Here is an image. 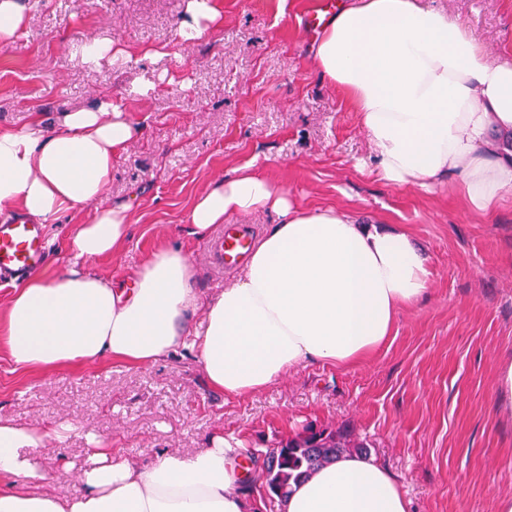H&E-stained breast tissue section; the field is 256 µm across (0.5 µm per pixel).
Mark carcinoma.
<instances>
[{"label":"carcinoma","instance_id":"carcinoma-1","mask_svg":"<svg viewBox=\"0 0 512 512\" xmlns=\"http://www.w3.org/2000/svg\"><path fill=\"white\" fill-rule=\"evenodd\" d=\"M365 448V443L351 439L343 431L308 428L267 449L265 484L269 493L281 500L287 497L292 484L310 470L330 464L343 454L361 453Z\"/></svg>","mask_w":512,"mask_h":512}]
</instances>
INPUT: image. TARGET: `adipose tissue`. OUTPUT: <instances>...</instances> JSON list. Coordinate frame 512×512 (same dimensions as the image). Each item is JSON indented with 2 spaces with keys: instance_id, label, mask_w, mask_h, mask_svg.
<instances>
[{
  "instance_id": "1",
  "label": "adipose tissue",
  "mask_w": 512,
  "mask_h": 512,
  "mask_svg": "<svg viewBox=\"0 0 512 512\" xmlns=\"http://www.w3.org/2000/svg\"><path fill=\"white\" fill-rule=\"evenodd\" d=\"M213 0H187L177 25L189 46L217 28ZM316 66L345 96L367 134L378 179L392 188L455 183L488 215L512 194V65L491 61L465 24L424 0H351L325 25ZM138 130L111 100L56 121L0 129V207L43 222L100 200L112 160ZM270 208V225L244 271L215 295L194 286L183 250L162 248L120 286L70 267L29 279L0 306L10 359L34 372L108 359L149 366L195 351L213 390L255 394L311 362L354 365L390 335L398 310L420 303L430 259L411 237L356 223L333 207L307 209L261 171L241 168L200 196L190 215L202 235L229 212ZM129 207L102 208L76 225L77 257L106 258L125 243ZM62 430L0 421V512H251L236 449L224 436L185 456L144 465L92 440L84 465L44 472L41 448ZM75 481L60 499L33 483ZM282 512H409L396 476L346 455L294 485Z\"/></svg>"
}]
</instances>
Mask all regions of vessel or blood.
Masks as SVG:
<instances>
[{"mask_svg": "<svg viewBox=\"0 0 512 512\" xmlns=\"http://www.w3.org/2000/svg\"><path fill=\"white\" fill-rule=\"evenodd\" d=\"M254 245V232L245 224L225 225L207 245L218 266L242 265ZM46 246L42 225L22 220L0 221V273L37 269L45 262Z\"/></svg>", "mask_w": 512, "mask_h": 512, "instance_id": "1", "label": "vessel or blood"}]
</instances>
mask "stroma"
Wrapping results in <instances>:
<instances>
[{
	"instance_id": "35a3bbf8",
	"label": "stroma",
	"mask_w": 512,
	"mask_h": 512,
	"mask_svg": "<svg viewBox=\"0 0 512 512\" xmlns=\"http://www.w3.org/2000/svg\"><path fill=\"white\" fill-rule=\"evenodd\" d=\"M23 3V30L0 41V127L49 122L107 98L141 130L113 159L101 203L46 221L43 276L76 263L126 280L173 245L188 253L200 293L223 289L239 269L217 271L206 240L189 237L186 226L215 178L256 159L301 206L408 233L432 271L427 298L399 310L365 361L312 363L235 399L210 389L187 352L150 367L110 361L32 374L0 348V418L68 429L41 453L42 468L80 465L93 438L145 464L157 451L191 454L222 434L249 452L255 512H279L260 481L267 449L310 426L346 428L397 476L410 512H493L512 496V401L496 389L512 363V200L482 216L454 186L391 188L377 179L366 133L322 79L304 35L313 0H215L221 25L191 48L176 34L186 0ZM429 4L468 25L492 58L512 63V0ZM99 34L129 48L131 59L83 63L81 44ZM151 47L163 58H146ZM146 82L154 91L138 94ZM117 203L132 206L124 245L105 259H75L72 225Z\"/></svg>"
}]
</instances>
